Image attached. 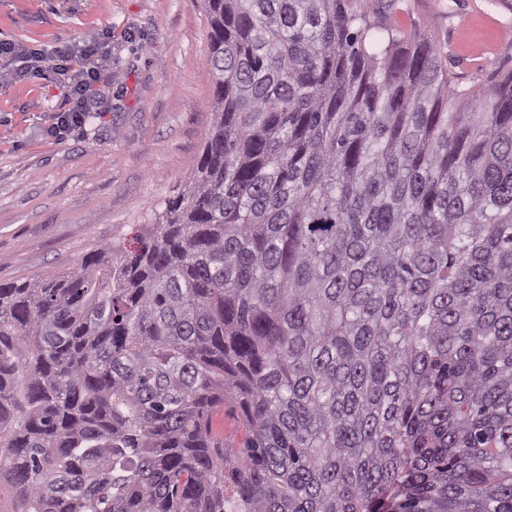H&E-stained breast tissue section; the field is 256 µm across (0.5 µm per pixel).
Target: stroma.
I'll return each instance as SVG.
<instances>
[{"label": "stroma", "instance_id": "obj_1", "mask_svg": "<svg viewBox=\"0 0 512 512\" xmlns=\"http://www.w3.org/2000/svg\"><path fill=\"white\" fill-rule=\"evenodd\" d=\"M398 38L427 29L461 85L512 72V0H361ZM106 79L90 119L59 76L0 56V283L57 276L120 245L181 189L211 127L203 0H0V43L76 48L104 31Z\"/></svg>", "mask_w": 512, "mask_h": 512}]
</instances>
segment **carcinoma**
Segmentation results:
<instances>
[{
  "mask_svg": "<svg viewBox=\"0 0 512 512\" xmlns=\"http://www.w3.org/2000/svg\"><path fill=\"white\" fill-rule=\"evenodd\" d=\"M204 2L187 186L0 284V512H512V74L351 0Z\"/></svg>",
  "mask_w": 512,
  "mask_h": 512,
  "instance_id": "obj_1",
  "label": "carcinoma"
}]
</instances>
